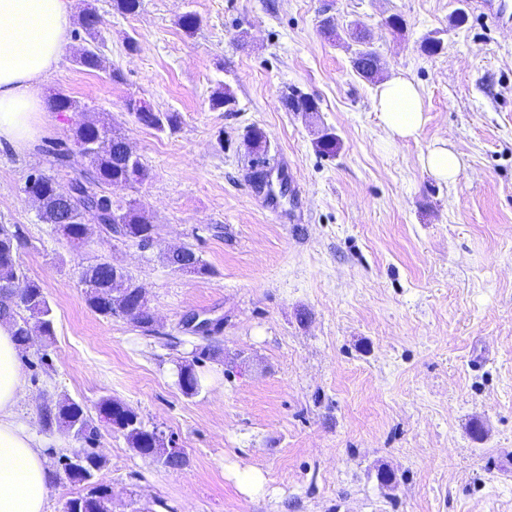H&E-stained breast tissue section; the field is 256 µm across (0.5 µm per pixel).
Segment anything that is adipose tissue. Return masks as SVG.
I'll use <instances>...</instances> for the list:
<instances>
[{"label":"adipose tissue","mask_w":512,"mask_h":512,"mask_svg":"<svg viewBox=\"0 0 512 512\" xmlns=\"http://www.w3.org/2000/svg\"><path fill=\"white\" fill-rule=\"evenodd\" d=\"M73 0H0V142L21 149L44 112L42 86L68 42ZM390 139L415 136L425 122L417 85L382 82L370 103ZM25 392L19 348L0 325V512H46L50 473L35 433L16 419Z\"/></svg>","instance_id":"obj_1"}]
</instances>
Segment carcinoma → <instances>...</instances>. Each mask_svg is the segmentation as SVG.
Listing matches in <instances>:
<instances>
[{"label":"carcinoma","mask_w":512,"mask_h":512,"mask_svg":"<svg viewBox=\"0 0 512 512\" xmlns=\"http://www.w3.org/2000/svg\"><path fill=\"white\" fill-rule=\"evenodd\" d=\"M90 8L85 7L79 15V26L84 37L82 45L73 53V62L88 71H107L106 62L99 50V29L89 27L87 16ZM356 27L365 32L361 48L352 60L355 71H368L377 65L378 54L371 46V35L362 22ZM235 98L231 90L220 84L214 91L212 106L226 112L234 111ZM284 105L291 112L309 114L315 111V100L305 94L284 96ZM137 122L159 133L175 131L180 124L177 112H151L145 116L132 113ZM316 150L327 156L336 153V137L324 131L315 141ZM50 170L37 169L29 174L33 179L31 188H22L37 194L40 207L37 217L43 224L63 228L61 234L74 246L84 245L91 231L98 235L112 233V225H122L121 238L143 245L155 239L156 225L134 202L125 204L112 201L109 188L115 185H132L148 176V169L142 158L131 155L127 138L110 121L84 122L77 126L72 134V144L59 143L48 150ZM79 154L87 164L84 175L71 180L74 195L64 199L56 191L59 173L68 169L74 154ZM20 245L19 230L0 224V322L9 324L18 346L27 345V324L36 322L42 336L54 335L53 309L44 288L27 279L17 260ZM163 261L172 270L197 275L209 273L207 264L194 248H188L187 254L166 253ZM85 297L91 309L103 317H121L147 331L151 330L149 310L138 305V293L141 286L134 276L125 271L121 277L125 288L112 293V281L99 277L98 263L90 262L82 274ZM20 279L26 291L20 299L8 292L10 284ZM178 384L184 394L194 396L203 388L202 379L192 363L180 367ZM99 412L105 420L121 424V434L130 448L138 454H146L154 447L153 432L147 429L138 414L125 403L105 398L100 402ZM42 427L50 430L54 427L74 425L81 431V439L86 443L98 437L97 427L85 414L83 407L73 399L64 397L56 402H46L40 408ZM97 454L84 448L78 454L65 455L61 466L66 478L72 483L85 484L88 493L71 498L70 512H112V496L106 486L94 482L96 471L87 461Z\"/></svg>","instance_id":"carcinoma-1"}]
</instances>
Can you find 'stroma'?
I'll list each match as a JSON object with an SVG mask.
<instances>
[{"instance_id":"stroma-1","label":"stroma","mask_w":512,"mask_h":512,"mask_svg":"<svg viewBox=\"0 0 512 512\" xmlns=\"http://www.w3.org/2000/svg\"><path fill=\"white\" fill-rule=\"evenodd\" d=\"M88 2L119 77L74 65L73 38L43 96L120 125L149 175L112 199L136 200L158 237L146 250H76L38 222L21 188L80 113L44 112L29 147H0V224L19 229V262L55 315L53 341L19 353L18 416L49 468L79 445L39 423L43 401L65 395L100 423L97 479L114 512H512V18L491 25L470 0H142L133 15ZM326 13L367 24L381 79L356 74L350 41L320 34ZM394 15L402 29L387 27ZM432 35L444 43L434 55ZM398 75L419 87L426 122L391 145L370 100ZM221 83L236 111L213 109ZM292 91L318 112L287 111ZM132 99L179 113L177 131L137 123ZM253 127L267 172L287 160L299 187L278 213L256 186ZM325 129L339 141L332 157L314 148ZM442 139L461 160L451 183L421 165ZM180 246L207 275L166 267L162 253ZM94 260L146 289L153 331L89 307L78 271ZM193 314L209 319L206 335L184 329ZM208 341L220 356L198 364L203 388L185 395L178 364ZM106 397L173 436L186 465L132 451L99 420ZM253 469L266 479L257 494L240 482Z\"/></svg>"}]
</instances>
